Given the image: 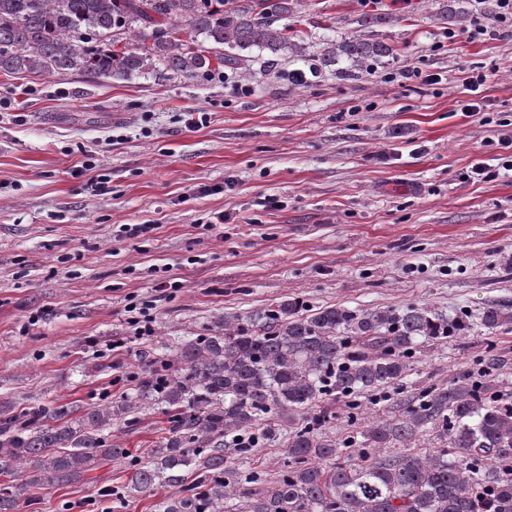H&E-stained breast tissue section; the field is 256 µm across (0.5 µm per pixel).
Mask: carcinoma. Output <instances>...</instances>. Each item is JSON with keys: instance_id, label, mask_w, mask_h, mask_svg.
<instances>
[{"instance_id": "1", "label": "carcinoma", "mask_w": 512, "mask_h": 512, "mask_svg": "<svg viewBox=\"0 0 512 512\" xmlns=\"http://www.w3.org/2000/svg\"><path fill=\"white\" fill-rule=\"evenodd\" d=\"M295 5L0 0V74L129 80L160 70L198 79L222 67L249 71L256 61L270 73L285 57H306L307 34L284 23ZM395 53L372 39L328 40L311 70L344 59L372 71ZM474 318L487 330H512V304L448 317L418 304L310 309L287 298L226 316L166 356L143 349L137 398L165 420L126 489H173L162 512H512V401L495 383L500 357L486 352L478 373H460L446 387L403 384L420 347L468 332ZM336 399L357 424L339 442L326 432L327 413L315 412ZM364 399L382 416L360 421ZM134 409L127 396L1 409L0 512H19L24 490L91 483L88 473L128 458L110 429L122 415L134 425ZM428 430L442 447H409ZM262 446L285 453L270 479L237 466Z\"/></svg>"}]
</instances>
